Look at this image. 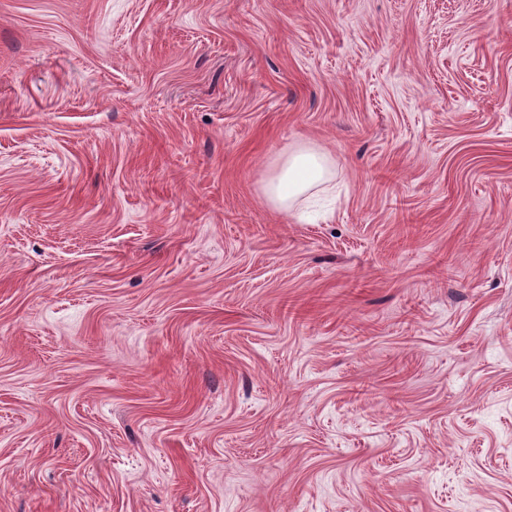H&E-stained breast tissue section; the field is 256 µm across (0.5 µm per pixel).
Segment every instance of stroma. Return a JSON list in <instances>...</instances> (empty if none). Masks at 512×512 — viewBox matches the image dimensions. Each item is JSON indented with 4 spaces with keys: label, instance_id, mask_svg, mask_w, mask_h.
Here are the masks:
<instances>
[{
    "label": "stroma",
    "instance_id": "35a3bbf8",
    "mask_svg": "<svg viewBox=\"0 0 512 512\" xmlns=\"http://www.w3.org/2000/svg\"><path fill=\"white\" fill-rule=\"evenodd\" d=\"M0 512H512V0H0ZM332 159L317 148L304 146L287 155L264 184L266 199L290 211L301 196L331 179Z\"/></svg>",
    "mask_w": 512,
    "mask_h": 512
}]
</instances>
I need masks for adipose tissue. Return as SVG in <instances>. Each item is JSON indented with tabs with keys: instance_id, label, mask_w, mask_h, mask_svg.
Listing matches in <instances>:
<instances>
[{
	"instance_id": "adipose-tissue-1",
	"label": "adipose tissue",
	"mask_w": 512,
	"mask_h": 512,
	"mask_svg": "<svg viewBox=\"0 0 512 512\" xmlns=\"http://www.w3.org/2000/svg\"><path fill=\"white\" fill-rule=\"evenodd\" d=\"M332 159L317 148L304 146L287 155L264 184L267 200L279 209L291 210L295 201L330 180Z\"/></svg>"
}]
</instances>
